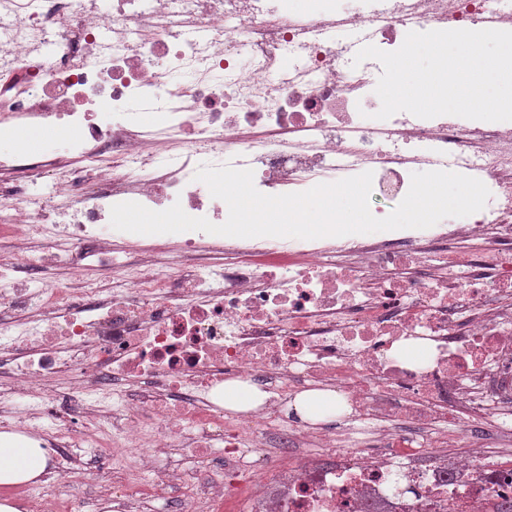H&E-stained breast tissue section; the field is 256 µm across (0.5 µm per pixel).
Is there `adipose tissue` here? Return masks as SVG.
Returning a JSON list of instances; mask_svg holds the SVG:
<instances>
[{"label":"adipose tissue","mask_w":512,"mask_h":512,"mask_svg":"<svg viewBox=\"0 0 512 512\" xmlns=\"http://www.w3.org/2000/svg\"><path fill=\"white\" fill-rule=\"evenodd\" d=\"M343 396L333 390H311L299 394L293 407L301 421L317 423L335 415L345 406ZM48 449L14 433H0V486L40 482L48 472Z\"/></svg>","instance_id":"obj_1"}]
</instances>
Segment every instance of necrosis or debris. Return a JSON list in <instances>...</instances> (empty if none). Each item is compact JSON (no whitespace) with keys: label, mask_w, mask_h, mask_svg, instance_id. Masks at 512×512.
I'll use <instances>...</instances> for the list:
<instances>
[{"label":"necrosis or debris","mask_w":512,"mask_h":512,"mask_svg":"<svg viewBox=\"0 0 512 512\" xmlns=\"http://www.w3.org/2000/svg\"><path fill=\"white\" fill-rule=\"evenodd\" d=\"M490 17L512 30V0H0V140L20 125L65 133L50 153L0 150V432L59 449L58 479L134 449L138 481H113V512L183 482L171 449L224 463L193 512H221L241 483L251 512H363L367 498L482 512L512 497V121L376 119L382 66L354 61ZM205 164L253 170L268 195L369 171L400 200L425 167L491 196L467 223L357 241L195 231L143 245L112 228L130 201L225 222L195 178ZM52 269L37 289L10 278ZM229 380L264 404L226 414L213 398ZM319 386L350 412L313 433L282 404ZM491 420L496 446L473 447ZM278 449L298 461L273 473Z\"/></svg>","instance_id":"1"}]
</instances>
